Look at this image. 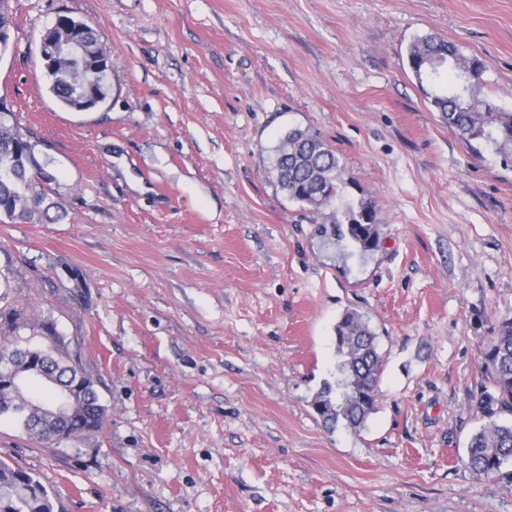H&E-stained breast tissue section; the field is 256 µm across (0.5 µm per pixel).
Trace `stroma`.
Returning <instances> with one entry per match:
<instances>
[{"mask_svg": "<svg viewBox=\"0 0 512 512\" xmlns=\"http://www.w3.org/2000/svg\"><path fill=\"white\" fill-rule=\"evenodd\" d=\"M0 97L42 141L68 211L0 222V309L39 345L52 317L107 409L95 447L42 448L0 420V460L55 512H512L470 437L512 318V165L439 118L407 50L435 34L488 65L512 110V0H10ZM98 25L108 96L76 112L45 85L57 15ZM340 159L302 206L271 157L288 129ZM369 199L380 246L339 259L316 233ZM365 314L383 365L359 433L311 401L333 327Z\"/></svg>", "mask_w": 512, "mask_h": 512, "instance_id": "35a3bbf8", "label": "stroma"}]
</instances>
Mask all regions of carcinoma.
Listing matches in <instances>:
<instances>
[{"mask_svg": "<svg viewBox=\"0 0 512 512\" xmlns=\"http://www.w3.org/2000/svg\"><path fill=\"white\" fill-rule=\"evenodd\" d=\"M407 61L420 82L446 78V85L433 95L432 103L449 129L466 142L474 141L503 160L512 161V112L481 96L484 62L434 36L415 40ZM46 77L49 92L66 107L77 85L104 97L108 93L94 69L60 65L47 71ZM14 127V113L0 112V217L39 224L59 221L63 214L59 212L61 205L53 199L52 187L33 189L31 172L15 162ZM274 152L276 181L288 199L313 207L336 200L339 158L330 147L308 131L293 128L280 139ZM317 232L330 233L338 241L349 239L363 256L380 244L375 205L369 199L343 210L331 225L322 224ZM20 320L18 314L11 313L0 323V356L25 353L9 338ZM41 327L49 339L39 351L41 364L52 369L63 384L78 376L86 382V394L75 405L76 418L62 426L50 420L45 409L62 403V395L43 384L29 382L16 389L0 387V419L13 421L31 441L45 448H89L102 430L105 417L95 381L80 356L70 351V342L58 331L55 320L48 317L41 321ZM334 344V373L315 393L312 406L326 428L357 432L374 412L382 365L378 335L362 314L347 310L334 326ZM487 360L498 390V396H488L487 408L497 405L512 413L511 318L501 322ZM510 461L512 424L491 421L471 437L467 464L476 475L512 480V471H504ZM51 497L39 478L18 465L0 461V512H54Z\"/></svg>", "mask_w": 512, "mask_h": 512, "instance_id": "1", "label": "carcinoma"}]
</instances>
